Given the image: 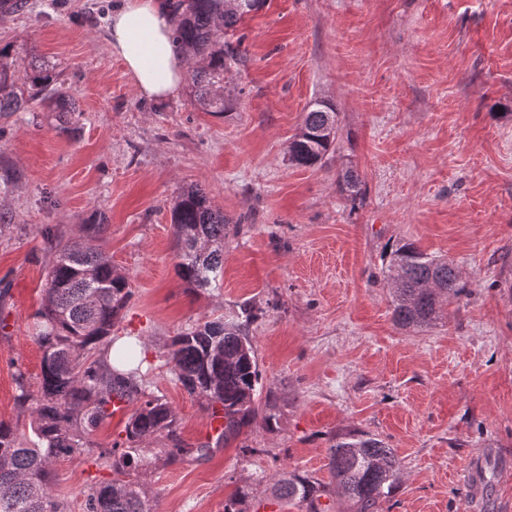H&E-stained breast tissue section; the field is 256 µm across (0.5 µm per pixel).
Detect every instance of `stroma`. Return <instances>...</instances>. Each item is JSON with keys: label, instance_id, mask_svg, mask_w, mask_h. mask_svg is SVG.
<instances>
[{"label": "stroma", "instance_id": "stroma-1", "mask_svg": "<svg viewBox=\"0 0 512 512\" xmlns=\"http://www.w3.org/2000/svg\"><path fill=\"white\" fill-rule=\"evenodd\" d=\"M26 2L0 11V47L21 68L53 64L77 109L0 114V420L30 422L14 373L41 375L33 315L50 239L103 218L101 243L134 292L113 333L146 341L150 389L189 447L211 439V415L160 352L243 304L258 313L259 417L204 457L140 467L151 512H224L241 491L246 512H305L272 504L273 476L330 482L328 449L349 431L399 461L380 512H470L456 470L475 456L482 512H512V0H261L238 27L246 61L225 76L223 112L186 91L137 95L108 44L121 0ZM317 100L335 107L341 138L324 166H291ZM349 167L365 189L355 202L339 185ZM192 186L229 221L224 278L205 294L175 273L172 204ZM404 241L467 284L421 332L394 324L377 279ZM125 421L113 415L95 445ZM94 447L54 465L70 512L110 476Z\"/></svg>", "mask_w": 512, "mask_h": 512}]
</instances>
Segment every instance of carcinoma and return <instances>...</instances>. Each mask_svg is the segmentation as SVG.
<instances>
[{"instance_id":"cac0c4a2","label":"carcinoma","mask_w":512,"mask_h":512,"mask_svg":"<svg viewBox=\"0 0 512 512\" xmlns=\"http://www.w3.org/2000/svg\"><path fill=\"white\" fill-rule=\"evenodd\" d=\"M177 48L196 59L190 76L191 95L207 112L226 110L224 74L244 62L242 39L224 41L252 6L238 0H170ZM40 102L52 112H75L76 103L54 87L53 70L39 59L24 71L16 69L10 48H0V112H26ZM338 122V113L325 102H315L305 113L288 150L296 167L317 168L335 147L320 131ZM352 200L364 195L357 172L349 167L340 176ZM177 247L176 271L195 291L219 285L224 273V238L229 221L212 208L206 193L194 186L181 191L172 207ZM105 224H87L84 235L58 240L47 265L46 288L35 313L42 368L37 391L30 389L19 368L16 404L31 418L30 432L0 420V512H67L54 491L53 463L74 458L93 445L91 435L113 415V405L130 409L123 433L99 447L94 463L111 478L94 482L85 500V512H149L136 471L148 461V439L164 442L165 460L202 457L210 442L195 448L185 445L171 404L147 391L145 359L129 336L121 342L112 329L132 296L127 276L116 272L105 249L92 243ZM383 281L392 295V315L402 329L436 324L448 302L467 293L460 271L443 259L424 253L405 241L388 254ZM258 317L251 306L233 316L221 315L194 325L175 336L163 352L176 381L207 408L224 418L216 442L239 432L256 415L255 397L260 373L249 339ZM329 467L336 487L349 499L354 512H379L380 503L393 492L399 466L393 450L365 432L336 435L329 448ZM326 486L294 473H282L273 484L277 502H299L306 512H324L320 499Z\"/></svg>"}]
</instances>
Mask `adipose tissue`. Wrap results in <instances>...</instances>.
Masks as SVG:
<instances>
[{
	"label": "adipose tissue",
	"mask_w": 512,
	"mask_h": 512,
	"mask_svg": "<svg viewBox=\"0 0 512 512\" xmlns=\"http://www.w3.org/2000/svg\"><path fill=\"white\" fill-rule=\"evenodd\" d=\"M172 29L163 0H123L112 12L111 52L123 62L141 97L167 100L184 86L189 61L176 50Z\"/></svg>",
	"instance_id": "ef3b65f1"
}]
</instances>
